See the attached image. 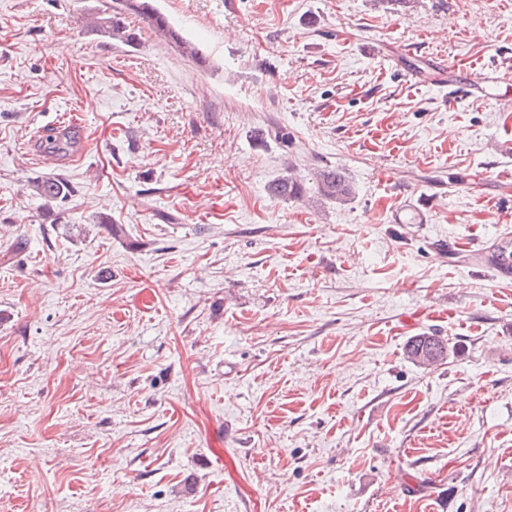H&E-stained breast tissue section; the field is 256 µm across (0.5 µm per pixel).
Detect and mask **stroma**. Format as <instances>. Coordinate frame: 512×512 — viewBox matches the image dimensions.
Segmentation results:
<instances>
[{"label":"stroma","mask_w":512,"mask_h":512,"mask_svg":"<svg viewBox=\"0 0 512 512\" xmlns=\"http://www.w3.org/2000/svg\"><path fill=\"white\" fill-rule=\"evenodd\" d=\"M111 4L0 0V512H512V110L433 69L512 0H156L203 66ZM121 12L115 9L110 13H105L104 16L98 18L99 30L108 34L112 39H117L122 42L131 43L135 41V33L127 28L125 23L122 21ZM312 185L319 196L327 201L345 204L356 194L353 183L345 173L333 166L313 167L311 172ZM308 189L310 188L307 187L306 183L294 176L289 169L268 185L271 195L285 200L302 199L307 194ZM34 187L36 188V193L43 198L46 203H53L57 199L65 197L69 192L67 183L58 177L41 180ZM449 344L439 336L422 335L413 337L406 346L409 359L419 365H428L448 355Z\"/></svg>","instance_id":"35a3bbf8"}]
</instances>
